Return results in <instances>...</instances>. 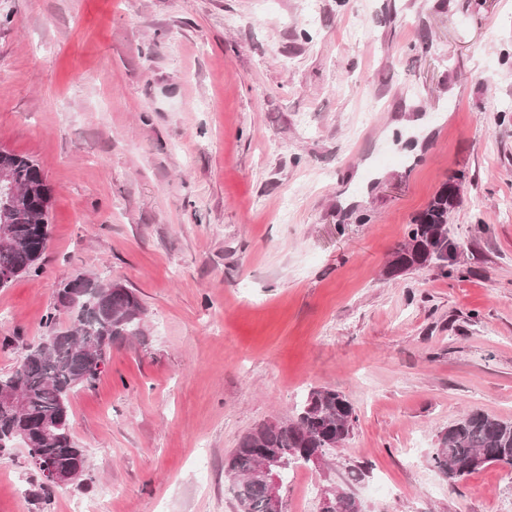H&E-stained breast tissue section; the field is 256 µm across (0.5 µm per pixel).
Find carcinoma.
Wrapping results in <instances>:
<instances>
[{
  "mask_svg": "<svg viewBox=\"0 0 512 512\" xmlns=\"http://www.w3.org/2000/svg\"><path fill=\"white\" fill-rule=\"evenodd\" d=\"M0 168L11 170L21 198L12 207L9 240L0 243V271L12 273L13 280L37 275L49 238L51 187L27 157L0 151ZM457 204L458 195L444 183L409 225L406 241L393 253L391 274L431 264L444 274L454 270L456 248L448 240V219ZM76 287L85 289L86 305L76 309L54 306L46 315L42 342L28 348L12 372L0 376V385L18 390L25 403L20 410L0 408V453L12 447L9 434L23 428L28 455L48 458L73 472L84 466L85 453L71 433V393L94 385L112 344L145 335V311L133 291L86 276L59 284L61 289ZM60 311L70 315L66 326L57 322ZM357 421L356 409L343 393L314 388L295 418L251 429L225 466L234 479L232 490L239 512H272L266 488L255 477L262 458H279L283 462L280 474L285 475L344 444ZM478 457L481 462L475 466ZM430 463L451 482L491 463L512 467V421L478 411L464 416L440 434Z\"/></svg>",
  "mask_w": 512,
  "mask_h": 512,
  "instance_id": "1",
  "label": "carcinoma"
}]
</instances>
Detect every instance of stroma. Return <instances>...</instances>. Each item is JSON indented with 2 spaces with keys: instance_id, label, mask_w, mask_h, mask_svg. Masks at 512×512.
<instances>
[{
  "instance_id": "1",
  "label": "stroma",
  "mask_w": 512,
  "mask_h": 512,
  "mask_svg": "<svg viewBox=\"0 0 512 512\" xmlns=\"http://www.w3.org/2000/svg\"><path fill=\"white\" fill-rule=\"evenodd\" d=\"M0 151L52 188L0 374L63 279L146 310L71 398L85 475L46 496L0 454V512H238L239 439L321 387L359 420L285 512L330 483L363 512H512V467L429 464L463 415L512 421V0H0ZM459 173L458 273L389 275Z\"/></svg>"
}]
</instances>
